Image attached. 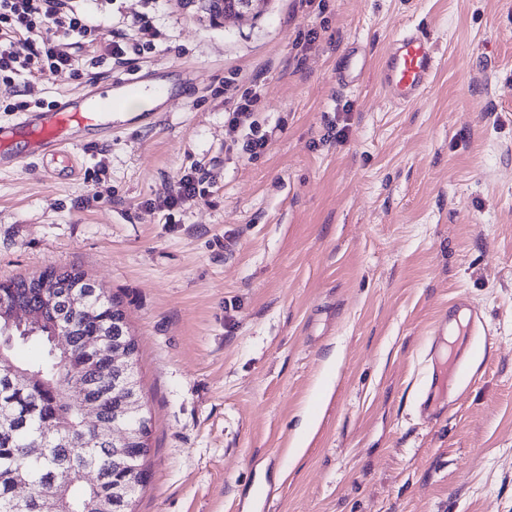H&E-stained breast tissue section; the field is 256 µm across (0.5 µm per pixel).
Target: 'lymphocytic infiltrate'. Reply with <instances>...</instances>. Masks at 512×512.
<instances>
[{
    "label": "lymphocytic infiltrate",
    "mask_w": 512,
    "mask_h": 512,
    "mask_svg": "<svg viewBox=\"0 0 512 512\" xmlns=\"http://www.w3.org/2000/svg\"><path fill=\"white\" fill-rule=\"evenodd\" d=\"M103 0H0V88L8 98L4 109L25 112L44 108L40 98L19 99L20 89L49 73L100 67L96 43L111 34L113 67L131 65L134 57L151 51L157 35L151 17L129 16L123 27L108 31L103 22ZM259 99L255 90L244 91L227 110L229 132L245 133L243 148L258 155L272 142L274 132H260L252 115Z\"/></svg>",
    "instance_id": "obj_1"
}]
</instances>
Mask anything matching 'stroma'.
Instances as JSON below:
<instances>
[{
    "mask_svg": "<svg viewBox=\"0 0 512 512\" xmlns=\"http://www.w3.org/2000/svg\"><path fill=\"white\" fill-rule=\"evenodd\" d=\"M121 7L158 32L132 71L187 76L156 120L74 145L75 176L14 145L0 281L74 267L122 304L151 417L134 512H512V0ZM417 27L439 66L416 104L372 70L337 87L351 43L377 59ZM254 85L277 130L256 157L224 105ZM192 168L204 198L160 208ZM459 297L486 329L447 383L427 352ZM268 0H221L219 11L224 16V22L241 21L259 16Z\"/></svg>",
    "mask_w": 512,
    "mask_h": 512,
    "instance_id": "stroma-1",
    "label": "stroma"
}]
</instances>
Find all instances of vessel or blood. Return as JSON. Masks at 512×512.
<instances>
[{"instance_id":"vessel-or-blood-1","label":"vessel or blood","mask_w":512,"mask_h":512,"mask_svg":"<svg viewBox=\"0 0 512 512\" xmlns=\"http://www.w3.org/2000/svg\"><path fill=\"white\" fill-rule=\"evenodd\" d=\"M436 65L429 35L416 29L393 40L377 64L359 46H350L336 67L335 80L339 88L350 89L366 70L372 69L392 102L412 105L428 89ZM157 84L152 72L111 79L101 87L62 95L53 109L21 112L13 120H0V168L19 164L12 147L21 139L26 140L30 156L53 163L62 171L73 168L71 148L78 133L90 131L109 137L127 130V123L119 121L117 114L123 111L128 98L141 97L149 104L146 117L156 118L160 113L153 104ZM482 321L479 308L462 300L440 312L432 333L442 336L454 329L463 338Z\"/></svg>"}]
</instances>
